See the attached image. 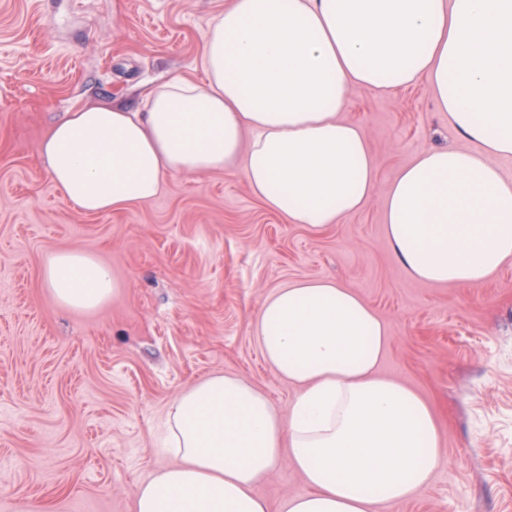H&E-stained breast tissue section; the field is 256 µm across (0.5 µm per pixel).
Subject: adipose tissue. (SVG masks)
<instances>
[{"label":"adipose tissue","mask_w":512,"mask_h":512,"mask_svg":"<svg viewBox=\"0 0 512 512\" xmlns=\"http://www.w3.org/2000/svg\"><path fill=\"white\" fill-rule=\"evenodd\" d=\"M203 80L179 78L121 103L69 111L40 145L51 184L80 210L151 202L177 174L241 171L293 224L362 209L376 159L342 119L351 88L426 84L450 132L403 167L384 207L392 253L413 278L478 285L512 260V0H231L205 33ZM48 300L92 312L118 291L109 265L61 250ZM265 362L296 386L281 409L234 374L211 373L167 414L168 464L140 482L133 512H270L256 485L290 464L306 490L279 512H380L429 486L444 454L430 406L379 375L388 329L359 294L311 279L261 302Z\"/></svg>","instance_id":"obj_1"}]
</instances>
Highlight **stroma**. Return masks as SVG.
<instances>
[{
    "instance_id": "1",
    "label": "stroma",
    "mask_w": 512,
    "mask_h": 512,
    "mask_svg": "<svg viewBox=\"0 0 512 512\" xmlns=\"http://www.w3.org/2000/svg\"><path fill=\"white\" fill-rule=\"evenodd\" d=\"M225 0H0V512H133L168 461L170 404L214 371L285 408L295 390L254 338L262 299L328 278L385 322L381 374L430 406L445 457L432 484L383 512H512V262L479 286L410 278L384 233L387 193L425 149L456 144L425 84L359 87L343 118L377 159L367 205L314 229L269 210L243 175L178 174L153 201L78 211L38 155L77 105L139 106L147 84L201 78ZM71 249L111 265L119 293L93 312L50 304L42 267ZM305 490L287 464L255 488L272 512Z\"/></svg>"
}]
</instances>
